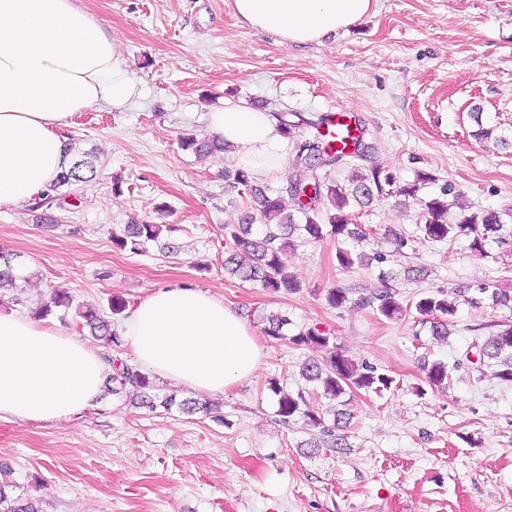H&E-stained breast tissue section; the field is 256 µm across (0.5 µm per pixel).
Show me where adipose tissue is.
<instances>
[{
  "mask_svg": "<svg viewBox=\"0 0 512 512\" xmlns=\"http://www.w3.org/2000/svg\"><path fill=\"white\" fill-rule=\"evenodd\" d=\"M252 26L294 44L321 42L364 17L373 0H233ZM139 94L104 25L74 0H0V206L29 204L68 159L59 127L74 113L127 107ZM208 127L254 176L282 166L285 137L270 112L233 103ZM134 361L202 394L251 377L263 354L245 320L208 292L157 289L125 311ZM107 368L99 351L41 322L0 310V417L60 422L95 403Z\"/></svg>",
  "mask_w": 512,
  "mask_h": 512,
  "instance_id": "obj_1",
  "label": "adipose tissue"
}]
</instances>
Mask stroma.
Masks as SVG:
<instances>
[{
	"instance_id": "35a3bbf8",
	"label": "stroma",
	"mask_w": 512,
	"mask_h": 512,
	"mask_svg": "<svg viewBox=\"0 0 512 512\" xmlns=\"http://www.w3.org/2000/svg\"><path fill=\"white\" fill-rule=\"evenodd\" d=\"M76 4L111 29L141 94L122 110L91 106L59 129L94 156L96 176L74 204L49 208L56 229L30 206H0V250L27 275L11 310L31 315L58 290L103 314L115 296L133 306L165 286L206 290L246 321L263 360L212 396L216 416L109 395L67 421L0 418L8 496L34 500L38 512H512V383L474 364L512 313L487 300L460 303L440 343L411 308L422 293L483 282L512 294V238L478 253L470 237L435 242L420 229L425 201L447 183L459 194L450 220L491 210L512 225V0H374L347 30L299 45L237 18L231 0ZM228 101L296 114L290 159L315 121L350 108L373 148L370 164L401 185L432 175L417 198L355 208L373 231L360 250L387 262L341 268L329 238L287 253L297 292L225 274L224 227L245 209L224 179L237 163L227 153L199 160L181 139L208 138V113ZM481 126L492 139L477 138ZM163 205L177 257L113 246V233L157 221ZM388 228L407 247L385 239ZM387 286L405 308L394 320L359 303ZM333 288L346 291L344 307L328 304ZM276 315L288 317L289 333L319 329L391 377L381 393L351 395L344 448L311 449L316 429L280 423L270 382L306 388L322 410L331 402L299 374L310 350L266 335ZM437 359L450 369L443 392L423 368Z\"/></svg>"
}]
</instances>
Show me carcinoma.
I'll use <instances>...</instances> for the list:
<instances>
[{"mask_svg":"<svg viewBox=\"0 0 512 512\" xmlns=\"http://www.w3.org/2000/svg\"><path fill=\"white\" fill-rule=\"evenodd\" d=\"M183 147L190 149L200 159H206L224 151V142L218 139L198 141L186 138L182 141ZM64 153L71 156L69 167L58 174L49 185V193L42 194L44 199L61 200L72 195V190L81 183L92 179L95 165L89 154L80 151L79 142L75 138L64 141ZM368 146L363 136L358 135L353 141V148L345 153L329 142L323 140V134L307 139L297 145L293 160V173L286 184L283 193L277 196L268 194L253 180L252 174L238 168L232 173L225 174V178L232 181L235 187L243 189L249 197L250 207L258 212L262 221L260 232L251 236V228L255 217L247 214L244 220L232 227L224 226L225 231L233 241V247L224 257V271L237 276L244 281H254L262 287L273 292L282 289L294 291L300 287L296 275L288 271L284 256L294 249L295 240L303 239L305 242H320L333 237L340 243L345 239L362 240L367 232L359 224L350 222L348 210L355 206H364L374 197L399 196L414 198L420 184L430 182L433 177L425 172L417 174L414 182L408 183L399 189H393L394 178L383 173L379 168L370 166L358 172L351 182L342 186L328 178L326 168L343 158L363 160L367 156ZM452 194V186L447 185L441 191V196L434 197L426 202L425 223L421 231L428 239L436 242L450 241L460 235L472 237L471 248L476 252H483L484 242L488 240L502 241L501 231L503 224L499 215L493 211L481 210L471 212L454 224L448 220V201L446 196ZM288 196L294 204V212L286 215L283 196ZM171 230L168 224H128L123 232L112 234V244L120 250H129L139 253L153 243L159 252L166 257L178 254V247L162 238L163 231ZM338 263L345 269L356 265L367 266L373 261L383 263L385 254L376 252L368 255L363 252L354 253L349 249L340 248L336 252ZM17 256L12 253L0 251V291L17 287L22 280L18 275L19 264ZM476 292L491 301L496 308H506L512 311V295H509L495 285L481 283L477 285ZM362 305L376 308L383 317L394 320L403 315L406 308L396 298L394 290L385 288L378 294L360 300ZM69 309L72 298L63 292H54L51 304H45L33 312L39 317L49 312L50 307ZM416 313L422 317V322L430 324L431 336L437 341H444L450 335V326L456 316L458 301L448 299V294L437 290L419 297L415 302ZM85 326L92 335L96 336L107 347H119L122 337L114 329L112 320L101 316L95 309L78 311ZM289 342L296 346H304L322 354V357H311L306 360L300 374L302 378L321 387L323 394L333 401L343 400L347 394L356 390L379 392L387 389L392 379L384 374H378L373 367L358 364L345 355L327 336L316 328L300 330L289 337ZM480 366L493 369V375L504 381L512 382V319L502 322L500 329L489 337L479 350ZM115 372L108 375L105 387L112 395L123 393L138 397L137 404L155 409L162 407L169 411L176 407L185 412L202 409L212 411L208 404L197 405L189 399L177 400L174 393L162 397L151 395L154 389L150 375L123 362L114 364ZM448 365L437 360L426 367V380L428 385L443 392L448 388ZM270 390L277 396V416L280 421L288 425L302 420L305 424L320 429L322 440L314 443L318 448L325 445L328 448H341L344 446V436L336 434L342 417L346 413L339 410L334 415L333 423H326L319 411L310 404L305 391L300 389L296 393L286 392L277 382L270 383ZM0 512H37L30 503L19 500H10L0 485Z\"/></svg>","mask_w":512,"mask_h":512,"instance_id":"obj_1","label":"carcinoma"}]
</instances>
